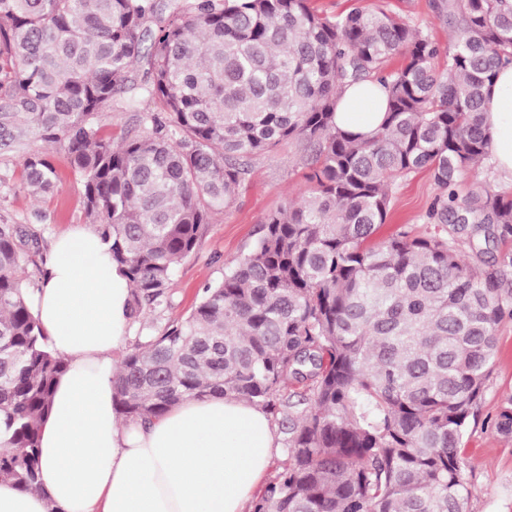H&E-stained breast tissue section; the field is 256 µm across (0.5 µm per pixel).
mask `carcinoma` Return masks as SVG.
Returning <instances> with one entry per match:
<instances>
[{
	"label": "carcinoma",
	"mask_w": 512,
	"mask_h": 512,
	"mask_svg": "<svg viewBox=\"0 0 512 512\" xmlns=\"http://www.w3.org/2000/svg\"><path fill=\"white\" fill-rule=\"evenodd\" d=\"M429 7L452 36L444 51L396 16H328L309 0H0V149L33 138L67 154L133 320L170 303L248 158L284 141L304 153L308 194L113 377L127 422L210 394L287 408V459L252 512H469L464 439L512 319L506 273L485 256L512 239V195L455 184L489 156L484 106L512 64V0ZM374 78L387 91L374 136L338 130L339 93ZM130 110L143 115L117 144L101 119ZM419 170L438 231L373 241L394 184ZM21 179L34 196L57 190L42 153L21 156ZM31 249L37 232L0 224V481L25 491L66 368L19 274ZM495 429L512 439V396Z\"/></svg>",
	"instance_id": "cac0c4a2"
}]
</instances>
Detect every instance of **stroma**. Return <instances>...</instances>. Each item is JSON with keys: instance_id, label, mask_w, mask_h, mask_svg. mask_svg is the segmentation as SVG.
Wrapping results in <instances>:
<instances>
[{"instance_id": "35a3bbf8", "label": "stroma", "mask_w": 512, "mask_h": 512, "mask_svg": "<svg viewBox=\"0 0 512 512\" xmlns=\"http://www.w3.org/2000/svg\"><path fill=\"white\" fill-rule=\"evenodd\" d=\"M429 0H311L318 12L332 15L353 7L383 10L409 25L431 33L440 46L449 34L434 19ZM27 152L49 153L58 177L57 193L32 197L21 184L18 153L0 151V223L43 228L39 252L30 254L21 275L39 280L52 239L67 230L85 227L82 185L64 152L39 141ZM307 169L295 145L282 144L252 158L249 173L234 203L213 214L196 251L177 268L170 307L152 317L154 331L187 317L199 302L205 285L220 280L225 266L245 254L260 235L265 218L300 199L308 189ZM437 189L428 172L409 174L393 189L392 209L379 237L399 226L420 229ZM498 351L481 400L475 424L464 444V477L470 483V512H512V439L497 434L494 422L502 401L512 396V319L498 328Z\"/></svg>"}]
</instances>
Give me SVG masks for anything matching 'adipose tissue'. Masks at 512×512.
<instances>
[{
	"label": "adipose tissue",
	"instance_id": "1",
	"mask_svg": "<svg viewBox=\"0 0 512 512\" xmlns=\"http://www.w3.org/2000/svg\"><path fill=\"white\" fill-rule=\"evenodd\" d=\"M387 94L378 80L348 86L336 125L367 138ZM490 152L512 181V65L484 114ZM126 277L92 229L61 233L30 295L51 351L66 363L41 427L40 489L0 482V512H246L279 446L270 416L232 396L187 399L148 424L113 402V356L128 343Z\"/></svg>",
	"mask_w": 512,
	"mask_h": 512
}]
</instances>
